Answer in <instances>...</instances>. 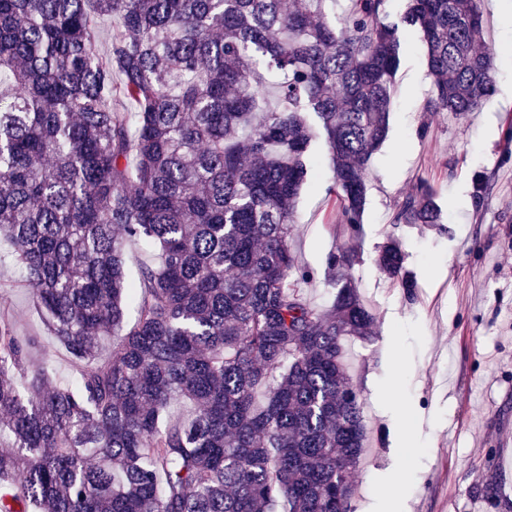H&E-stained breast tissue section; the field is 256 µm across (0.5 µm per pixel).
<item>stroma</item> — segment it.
Returning <instances> with one entry per match:
<instances>
[{
    "label": "stroma",
    "mask_w": 512,
    "mask_h": 512,
    "mask_svg": "<svg viewBox=\"0 0 512 512\" xmlns=\"http://www.w3.org/2000/svg\"><path fill=\"white\" fill-rule=\"evenodd\" d=\"M496 50L494 92L480 111H426L433 87L419 33L405 37L386 141L368 169L363 231L347 268L376 314L370 338L344 341L365 403L367 444L354 476V512H512V0H484ZM429 184L450 221L392 223L400 201ZM329 170H312L294 206V246L316 274L302 291L329 305L326 259L349 242ZM400 239L414 296L376 265ZM0 237V313L32 337L33 366L67 382L74 368L49 334ZM492 477L496 499L481 487Z\"/></svg>",
    "instance_id": "1"
}]
</instances>
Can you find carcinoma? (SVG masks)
<instances>
[{
    "instance_id": "obj_1",
    "label": "carcinoma",
    "mask_w": 512,
    "mask_h": 512,
    "mask_svg": "<svg viewBox=\"0 0 512 512\" xmlns=\"http://www.w3.org/2000/svg\"><path fill=\"white\" fill-rule=\"evenodd\" d=\"M386 2L338 18L336 0H0V235L77 367L47 387L0 315V512H352L366 432L342 340L376 315L340 271L349 246L327 258L332 304L302 293L312 144L357 239L400 29L426 47V111L476 112L494 90L483 0H408L398 24ZM116 89L136 111L112 110ZM442 222L425 183L393 216ZM127 239L161 251L136 283ZM405 258L391 238L376 262L410 294ZM182 400L194 418L162 424Z\"/></svg>"
}]
</instances>
